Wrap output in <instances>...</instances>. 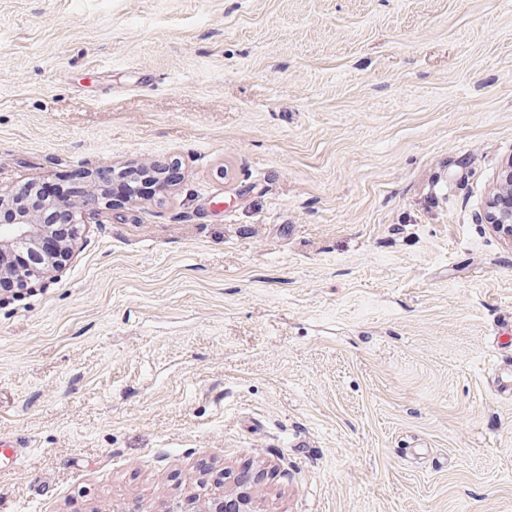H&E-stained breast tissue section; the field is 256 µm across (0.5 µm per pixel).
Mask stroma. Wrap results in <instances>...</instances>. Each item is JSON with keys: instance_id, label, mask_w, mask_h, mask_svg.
I'll list each match as a JSON object with an SVG mask.
<instances>
[{"instance_id": "obj_1", "label": "stroma", "mask_w": 512, "mask_h": 512, "mask_svg": "<svg viewBox=\"0 0 512 512\" xmlns=\"http://www.w3.org/2000/svg\"><path fill=\"white\" fill-rule=\"evenodd\" d=\"M512 0H0V186L167 164L0 303V512H512ZM210 481V482H209ZM199 491L183 500L162 501L160 512H259L257 500L247 487L248 481L224 470L213 480L201 478Z\"/></svg>"}]
</instances>
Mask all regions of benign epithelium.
I'll list each match as a JSON object with an SVG mask.
<instances>
[{"label": "benign epithelium", "mask_w": 512, "mask_h": 512, "mask_svg": "<svg viewBox=\"0 0 512 512\" xmlns=\"http://www.w3.org/2000/svg\"><path fill=\"white\" fill-rule=\"evenodd\" d=\"M103 200L92 190L83 201L39 200L15 216L0 219V280L8 276L21 288H35L62 271L73 251L74 236L81 225L99 214ZM62 211L73 227V236L55 240L47 249L44 241L51 239L52 223ZM489 224L512 244V211L492 215ZM247 484L246 479L225 470L211 481L200 479L199 492L179 501L161 502L160 512H259Z\"/></svg>", "instance_id": "benign-epithelium-1"}]
</instances>
